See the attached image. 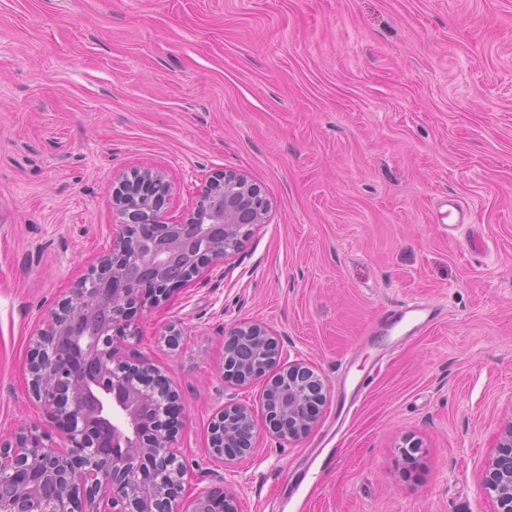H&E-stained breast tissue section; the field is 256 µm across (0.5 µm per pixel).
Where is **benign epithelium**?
<instances>
[{"label": "benign epithelium", "mask_w": 512, "mask_h": 512, "mask_svg": "<svg viewBox=\"0 0 512 512\" xmlns=\"http://www.w3.org/2000/svg\"><path fill=\"white\" fill-rule=\"evenodd\" d=\"M162 173L149 167L117 178L119 218L112 248L41 320L27 364L29 389L51 414L61 442L37 425L0 443V512H238L233 495L207 490L184 502L186 467L174 447L180 396L150 365L129 360L137 335L130 310L158 304L201 269L224 264L248 230L268 222L271 204L243 173L222 171L202 185L179 221L163 210ZM265 325L240 324L224 339V378L265 380V422L293 441L316 426L325 381L303 362L280 363ZM247 406L224 403L210 425L209 451L240 461L254 451ZM477 479L494 512H512V420L501 428Z\"/></svg>", "instance_id": "obj_1"}]
</instances>
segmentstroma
<instances>
[{"mask_svg": "<svg viewBox=\"0 0 512 512\" xmlns=\"http://www.w3.org/2000/svg\"><path fill=\"white\" fill-rule=\"evenodd\" d=\"M145 166L172 221L224 170L271 202L126 343L181 396L187 497L492 512L476 472L512 418V0H0V442L50 428L31 338L111 248L114 176ZM448 196L471 212L455 232L433 208ZM412 299L440 321L373 373L367 330ZM244 322L328 385L299 440L266 426L262 382L224 379ZM346 371L373 376L351 412ZM230 397L258 425L233 468L208 453Z\"/></svg>", "mask_w": 512, "mask_h": 512, "instance_id": "1", "label": "stroma"}]
</instances>
